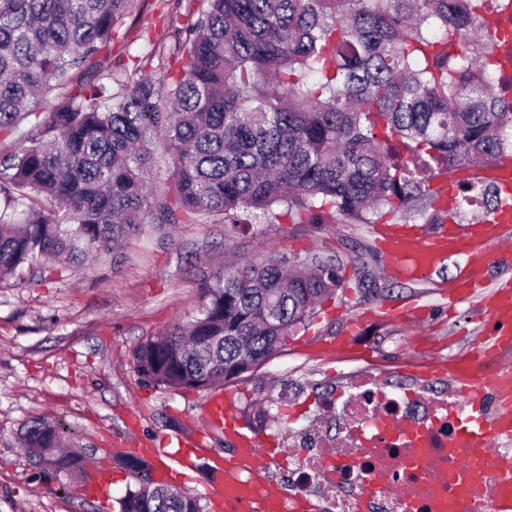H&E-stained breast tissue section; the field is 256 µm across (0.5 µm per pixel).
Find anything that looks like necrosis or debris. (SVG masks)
Masks as SVG:
<instances>
[{
    "label": "necrosis or debris",
    "mask_w": 512,
    "mask_h": 512,
    "mask_svg": "<svg viewBox=\"0 0 512 512\" xmlns=\"http://www.w3.org/2000/svg\"><path fill=\"white\" fill-rule=\"evenodd\" d=\"M324 416L306 427L292 446L284 448L292 466L288 470V506L313 507L314 512H357L360 493H367V512H497L500 465L512 459V448L495 451V465L486 470L484 483L460 492L456 482L435 484L422 453L447 462L448 450L458 439L463 417L472 404L461 391L421 393L394 389L371 374L352 378L342 391L322 396ZM392 423L410 430L401 436L389 431ZM334 436L333 457L319 447ZM392 483L390 493H377L378 480ZM318 486L316 503L306 491Z\"/></svg>",
    "instance_id": "4bbe7bcc"
}]
</instances>
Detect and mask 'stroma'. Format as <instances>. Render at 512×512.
Returning <instances> with one entry per match:
<instances>
[{
	"label": "stroma",
	"instance_id": "35a3bbf8",
	"mask_svg": "<svg viewBox=\"0 0 512 512\" xmlns=\"http://www.w3.org/2000/svg\"><path fill=\"white\" fill-rule=\"evenodd\" d=\"M128 23V38L113 45L126 60L142 59L171 31L159 0ZM279 248L340 259L365 254L372 280L360 283L345 266L335 299L321 306L308 329L295 331L274 357L220 390L146 386L133 363L135 348L198 316L201 286L225 259ZM390 263L371 224H256L230 246L223 225L177 224L149 232L120 257L100 254L79 273L47 282L0 281V512H120L121 498L138 485L127 461L139 448L158 451L154 481L206 500L214 468L248 432L246 403L277 398L285 384L297 394L288 420L261 429L269 453L242 473L280 484L288 473L280 448L315 414L322 391L345 382L348 371L392 372L411 385L424 378L443 382L437 363L451 352L469 353L472 342L493 329L481 299L448 297V284L468 273L465 257L453 255L416 278L389 274ZM355 318L364 325L361 340L333 351ZM216 394L234 400L233 430L202 427V412ZM39 419L65 425L82 473H44L31 465L17 439ZM193 435L202 444L194 467L175 465L179 440ZM95 469L111 482L93 496L85 474Z\"/></svg>",
	"mask_w": 512,
	"mask_h": 512
}]
</instances>
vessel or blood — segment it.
<instances>
[{"label": "vessel or blood", "mask_w": 512, "mask_h": 512, "mask_svg": "<svg viewBox=\"0 0 512 512\" xmlns=\"http://www.w3.org/2000/svg\"><path fill=\"white\" fill-rule=\"evenodd\" d=\"M500 219L483 220L469 225L460 235L423 240L408 234L388 233L384 238L387 250L396 262L400 273L415 277L434 267L450 253L466 255L471 269L469 275L452 285L450 294L454 297L477 293L481 281L474 275V269L485 266L490 257L491 245L503 238ZM487 312L495 325L494 335L475 342L467 362L455 370L457 378L474 383L488 375V359L503 344L512 343V286L501 285L495 290ZM471 428L466 437L478 440L480 451L470 448L458 449L466 469L472 475H479L478 460H491L495 454L493 441L502 430L512 427V412L503 411L495 424H488L480 411H473ZM262 441L259 438L243 437L238 442L235 459L224 468L217 470L208 491L218 512H288L286 499L272 486L259 485L240 477V466L257 462Z\"/></svg>", "instance_id": "1"}]
</instances>
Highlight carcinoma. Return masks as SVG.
<instances>
[{"mask_svg":"<svg viewBox=\"0 0 512 512\" xmlns=\"http://www.w3.org/2000/svg\"><path fill=\"white\" fill-rule=\"evenodd\" d=\"M141 0H0V280L78 272L153 226L377 224L422 210L427 170L498 165L512 139V92L492 64L497 0H166L186 22L150 58L173 79L129 68L116 33ZM456 44L451 52L448 45ZM168 155L147 185L152 142ZM410 153L402 158L401 149ZM501 206V189L465 182ZM272 250L224 265L206 304L134 350L148 386L207 390L250 372L336 296L343 265ZM64 426L27 427L37 468L79 467ZM122 512H201L153 482Z\"/></svg>","mask_w":512,"mask_h":512,"instance_id":"cac0c4a2","label":"carcinoma"}]
</instances>
